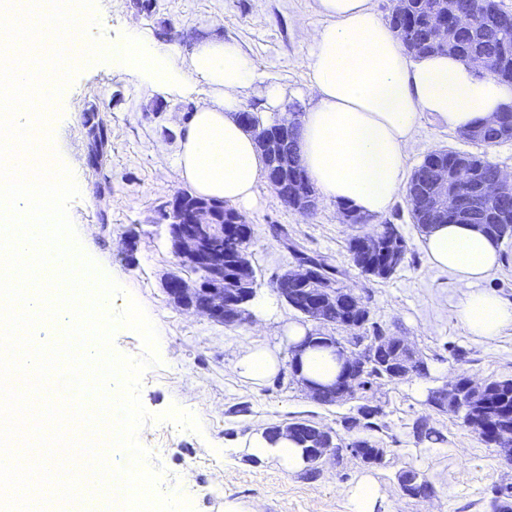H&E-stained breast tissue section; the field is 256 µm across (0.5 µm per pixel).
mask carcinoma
I'll return each mask as SVG.
<instances>
[{"label": "carcinoma", "instance_id": "obj_1", "mask_svg": "<svg viewBox=\"0 0 512 512\" xmlns=\"http://www.w3.org/2000/svg\"><path fill=\"white\" fill-rule=\"evenodd\" d=\"M404 2L406 7L396 4L393 11L409 17L407 39L403 40L405 50L414 56L445 52L443 46L432 41L429 27V18L439 7V0ZM452 6L457 13L470 17V27L459 36L454 54L482 58L484 68L493 78L511 84L512 18L504 19L502 10L494 0L485 6L481 0H452ZM502 116L506 119L505 123L480 126L460 133V137L484 147L507 141L512 136V110L502 113ZM248 121L246 128L258 143L277 124L276 120H266L258 112L249 113ZM289 153L291 166L288 176L305 174L300 162L296 127L289 139ZM459 164L470 168V183L459 185V190L467 194L497 174V166L480 155L447 149L427 154L414 171L417 182L414 193L408 199L414 223L420 230L425 231L434 224L452 220L449 213L432 208L429 200L441 180L442 172L451 173ZM177 196L183 198L188 206L200 204L211 209L216 228L214 234L207 238V244L213 251L224 255V276H234L232 264L237 254L246 251L251 233L242 236L235 231H221L220 225L224 224L225 214L231 210L224 202L204 199L186 192H179ZM465 223L477 226L481 232L498 240L511 238L512 193L504 194L491 206H478L465 219ZM369 237L377 242L372 249L363 246L364 240ZM287 248L292 259L308 261L318 270L316 277L306 283H296L283 274L277 275L274 281V288L279 296L290 308L305 316L310 312V305L320 294V290L327 287V282L338 281L342 272L325 256L310 254L293 243L287 245ZM393 248L407 251L405 240L391 224H382L374 232L355 236L348 242V251L354 266L361 274L377 279H387L395 272V268L388 261L389 252ZM321 316L325 324L345 327L353 331V334L347 338L321 335L309 340L308 344L337 351L346 344L361 342L369 352L370 366L352 394L345 395L341 392L339 381L343 374L340 373L336 381L324 386L325 393L318 403L333 405L353 399L364 400V404L357 407V415L344 420V429L353 434L349 445L358 449L357 458L367 465H381L385 461L386 449L378 447L367 432L379 428L374 419L382 415V409L377 405H370V401L380 386L404 381L407 371L413 377H428V364L401 345L389 343L383 327L371 319L370 311L361 297L345 288L336 287V302L323 307ZM456 390L460 401L454 403L446 388H433L429 391L427 404L438 412L459 415L464 426L475 431L488 448H500L512 442V379L494 380L474 386L470 377L461 375L457 378ZM412 432L418 443L444 440L443 434L435 429L427 417L417 418L412 424ZM288 437L307 456L317 448L331 446L339 449L343 443L339 436L334 441L330 440L323 434L320 425L306 419L288 422ZM397 479L401 491L409 497H416L428 489L425 474L411 466L399 471Z\"/></svg>", "mask_w": 512, "mask_h": 512}]
</instances>
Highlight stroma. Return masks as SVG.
<instances>
[{
  "label": "stroma",
  "mask_w": 512,
  "mask_h": 512,
  "mask_svg": "<svg viewBox=\"0 0 512 512\" xmlns=\"http://www.w3.org/2000/svg\"><path fill=\"white\" fill-rule=\"evenodd\" d=\"M95 15L90 36L106 43L127 34L146 36L168 48L182 67L198 39L236 42L259 74L257 86L243 94L244 110L266 112L261 89L271 83L284 88L285 104L308 103L302 33L324 22L316 0H96ZM62 97L65 106L56 115L52 134L79 182L80 194L70 201L68 212L80 243L99 267L119 275L126 292L115 296V308L134 297L164 342L158 363L141 379V403L155 419L139 432L140 442L151 452L149 467L166 471L161 493L183 487L195 512H224L225 502L255 500L265 512H347L344 488L368 471L388 512H423V500L404 496L398 484V472L411 465L424 471L434 486L437 512H493L492 490L512 484V468L459 418L430 412L415 388L421 383L437 388L462 373L478 382L512 378V326L491 340L468 334L455 314L458 285L448 271L431 266L405 196L368 223L346 224L336 205L320 203L314 215L305 216L285 208L270 184L260 182L249 221L248 253L261 286L247 305L248 322L227 327L181 310L163 287L167 273L178 265L161 213L176 192L186 189L176 153L184 120L207 99V87L197 86L193 96L184 98L147 86L137 70L116 71L101 63L78 67ZM92 114L107 132L95 163L90 160L87 121ZM439 148L480 150L426 117L414 136L407 170ZM385 223L396 225L407 242V254L388 279L370 280L353 265L348 242ZM275 224L287 228L303 249L328 257L343 272L342 286L363 297L373 320L389 335L407 337L429 364L425 380L384 385L375 394L386 413L384 429L372 434L386 450L383 465L369 468L349 455L340 464L328 458L320 465V477L309 480L300 472H284L274 460H258L240 450L253 432L274 424L308 419L338 431L343 419L356 412L352 401H313L291 376L283 329L304 318L272 284L292 261L272 235ZM245 343L278 349L280 366L274 377L252 383L237 375L234 363ZM459 350L464 360H457ZM174 407L194 414L201 432L162 420V413ZM425 414L444 435L443 443H416L411 424Z\"/></svg>",
  "instance_id": "35a3bbf8"
}]
</instances>
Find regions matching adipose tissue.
I'll use <instances>...</instances> for the list:
<instances>
[{"mask_svg": "<svg viewBox=\"0 0 512 512\" xmlns=\"http://www.w3.org/2000/svg\"><path fill=\"white\" fill-rule=\"evenodd\" d=\"M316 2L324 22L304 33L311 105L300 118L298 142L304 170L325 201L365 216L383 214L405 187V158L424 117L462 132L512 108V84L479 64L448 53L409 55L371 0ZM187 69L210 95L187 122L178 151L180 176L197 196L237 204L249 215L264 162L238 114L244 92L258 78L256 64L235 43L203 39ZM421 246L432 266L455 278L456 314L470 335L492 339L512 325V304L480 287L499 264L498 241L472 225L451 223L433 225ZM307 335L304 327L288 328L290 346L302 349V375L332 383L339 360L332 349L305 346ZM236 368L244 379L263 381L278 372V352L242 345ZM245 448L289 473L307 466L284 436L271 441L259 431Z\"/></svg>", "mask_w": 512, "mask_h": 512, "instance_id": "1", "label": "adipose tissue"}]
</instances>
